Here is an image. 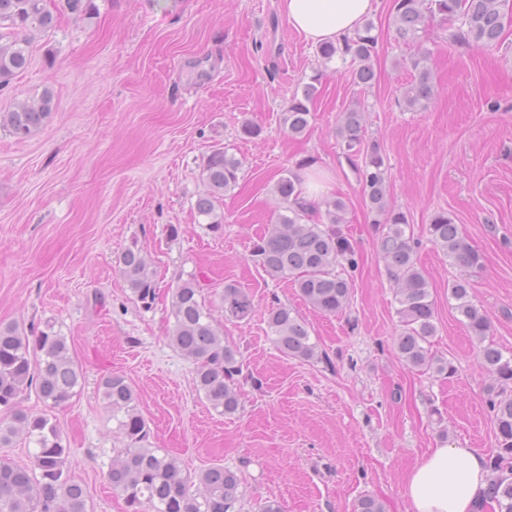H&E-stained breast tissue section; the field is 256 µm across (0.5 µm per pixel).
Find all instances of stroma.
Segmentation results:
<instances>
[{"label":"stroma","mask_w":512,"mask_h":512,"mask_svg":"<svg viewBox=\"0 0 512 512\" xmlns=\"http://www.w3.org/2000/svg\"><path fill=\"white\" fill-rule=\"evenodd\" d=\"M46 4L56 27L35 35L29 67L0 89V110L37 99L44 86L54 92L37 133L19 140L0 129V325L54 322L83 370L63 405L46 408L31 390L20 407L56 419L91 512H127L107 477L120 445L99 393L110 375L135 390L151 447L193 475L215 464L240 474L244 512L267 500L284 512H352L366 494L386 512H406V476L428 449L495 452L488 401L498 384L480 350L489 342L512 356V21L497 44L462 48L449 22L431 18L423 41L436 91L427 110L412 112L402 102L411 48L396 38L393 0H374L375 80L366 89L341 60L321 61L280 0H93L85 16L64 11L62 0ZM314 76L311 125L291 137L283 113ZM357 99L364 142L385 157L390 201L409 218L430 284L431 352L452 376L398 356L396 283L379 250L385 227L336 136ZM246 123L261 135L241 138ZM216 144L242 161L219 235L194 210L200 167ZM300 167L331 178L347 205L342 229L358 267L348 273L350 305L336 316L315 312L250 260L253 239L276 218L274 184ZM440 210L482 266L461 271L434 245L428 228ZM172 224L178 237L167 233ZM134 243L160 288L181 274L200 281L249 377L235 414L210 407L194 388L193 363L169 346V297L148 312L133 302L115 260ZM461 277L490 321L486 342L469 335L448 296ZM228 282L252 296L249 321H225ZM275 298L308 322L323 359L277 350L266 323Z\"/></svg>","instance_id":"1"}]
</instances>
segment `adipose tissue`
Masks as SVG:
<instances>
[{
    "label": "adipose tissue",
    "instance_id": "1",
    "mask_svg": "<svg viewBox=\"0 0 512 512\" xmlns=\"http://www.w3.org/2000/svg\"><path fill=\"white\" fill-rule=\"evenodd\" d=\"M292 28L312 44L352 35L373 11L372 0H282ZM490 472L484 455L444 444L429 451L408 473L406 512H477Z\"/></svg>",
    "mask_w": 512,
    "mask_h": 512
}]
</instances>
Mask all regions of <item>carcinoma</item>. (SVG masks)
I'll list each match as a JSON object with an SVG mask.
<instances>
[{
  "instance_id": "cac0c4a2",
  "label": "carcinoma",
  "mask_w": 512,
  "mask_h": 512,
  "mask_svg": "<svg viewBox=\"0 0 512 512\" xmlns=\"http://www.w3.org/2000/svg\"><path fill=\"white\" fill-rule=\"evenodd\" d=\"M396 34L415 50L404 65L414 72L413 81L403 91V104L409 111L427 107L435 93V83L428 65L430 51L423 47L421 33L428 18L440 16L460 21L451 33L453 43L491 45L504 31V20L512 12V0H395ZM56 16L45 0H0V87L28 66L29 44L36 32L54 27ZM372 22H365L352 36L338 43H324L316 53L325 62L335 58L350 62L356 84L367 87L374 77L372 56L377 44ZM305 84L301 96H293L284 112L288 133L300 137L308 130L311 106L317 97L315 82ZM53 89L44 87L36 105L15 102L0 111V127L18 139L31 137L50 116ZM343 153L361 159L356 172L365 203L374 213V223L387 231L380 241V251L389 261L394 279L399 283L397 314L401 331L396 340L399 357L409 366L438 374L454 373L453 367L436 359L430 352L436 334L435 307L430 286L418 269L411 240L406 236L409 224L405 212L389 203V174L378 145L363 147L361 102L357 101L342 115L337 131ZM242 162L219 145L206 156L200 171L205 191L195 203L200 217L207 219L211 232L224 230L220 206L224 193L240 179ZM281 204L275 224L253 242L250 257L257 267L273 279L292 283L302 299L313 309L334 315L346 309L351 283L337 267L355 268V252L338 225L345 223L346 204L335 196L324 199L315 209H323L318 219L309 214L311 204L305 199L297 173L290 171L273 187ZM432 242L444 256L460 267H480L483 258L466 241L460 225L445 211L430 220ZM118 271L133 295V300L151 310L159 298L157 273L136 245L126 248L117 258ZM171 317L166 339L171 347L195 364L193 382L198 393L217 412L236 413L241 405L240 376L243 362L239 351L224 341L213 324L211 309L193 276L178 278L170 286ZM455 309L464 318L470 335L483 340L490 325L477 306L467 281L458 279L448 286ZM224 319L247 321L255 313L251 295L234 283L224 284L221 297ZM267 326L276 348L286 357L313 360L322 352L311 341L308 324L287 305L276 302L268 309ZM488 369L500 386L512 383V357L488 344L481 350ZM82 372L70 354L67 337L46 321L43 328L30 335L17 325L0 327V447L23 435L35 445L32 465L20 466L0 457V512H88L87 492L73 480L67 467L68 450L62 444L58 424L47 414H27L17 404L28 390L35 389L40 399L51 407L77 394ZM105 407L117 422V436L124 447L108 471L112 490L124 496L132 512L142 508L150 512H242L244 492L239 475L220 465L210 466L197 475L187 474L177 459L148 444L149 428L142 416L134 389L121 376H108L99 386ZM492 421L496 429L497 450L487 460L491 480L485 490L482 509L512 512V397L497 394L490 399ZM354 512H385L381 501L362 496Z\"/></svg>"
}]
</instances>
